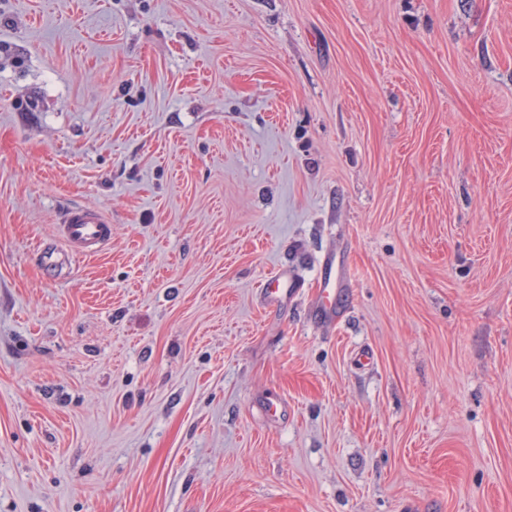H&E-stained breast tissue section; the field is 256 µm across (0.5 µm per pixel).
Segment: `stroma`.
Segmentation results:
<instances>
[{
  "instance_id": "1",
  "label": "stroma",
  "mask_w": 512,
  "mask_h": 512,
  "mask_svg": "<svg viewBox=\"0 0 512 512\" xmlns=\"http://www.w3.org/2000/svg\"><path fill=\"white\" fill-rule=\"evenodd\" d=\"M0 512H512V0H0ZM59 231L60 243L72 257L95 255L112 239V224L103 212L77 206L64 212ZM336 283V262L335 260H323L320 265L318 284L320 288V299L318 304V315L323 319H331L336 316L337 294L333 288ZM294 289L293 282L288 278V274L278 271L266 279L263 288H261V294L268 304L276 305Z\"/></svg>"
}]
</instances>
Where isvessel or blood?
<instances>
[{"instance_id":"obj_1","label":"vessel or blood","mask_w":512,"mask_h":512,"mask_svg":"<svg viewBox=\"0 0 512 512\" xmlns=\"http://www.w3.org/2000/svg\"><path fill=\"white\" fill-rule=\"evenodd\" d=\"M59 231L61 246L42 252L41 260L44 264H57L64 252L74 257L95 255L105 249L112 238V226L103 212L77 206L64 212ZM335 280V261H322L318 277L320 299L317 311L324 319H331L336 315ZM293 289V283L287 274L277 272L266 279L261 293L268 304L275 305Z\"/></svg>"}]
</instances>
